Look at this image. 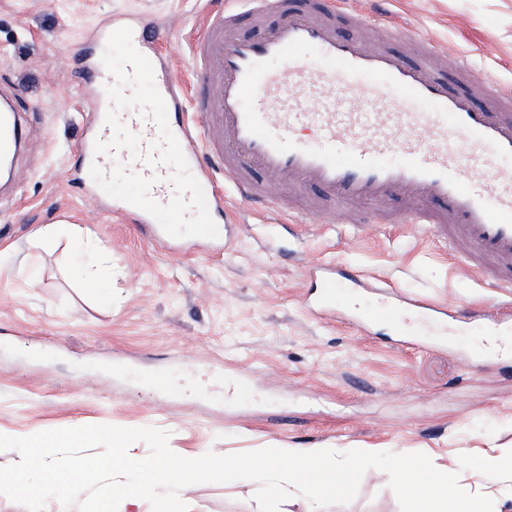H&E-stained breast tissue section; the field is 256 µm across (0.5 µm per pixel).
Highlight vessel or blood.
Segmentation results:
<instances>
[{
	"label": "vessel or blood",
	"mask_w": 512,
	"mask_h": 512,
	"mask_svg": "<svg viewBox=\"0 0 512 512\" xmlns=\"http://www.w3.org/2000/svg\"><path fill=\"white\" fill-rule=\"evenodd\" d=\"M244 2V11H220L196 41L192 97H184L159 50V29L136 15L99 25L81 60L84 79L101 91L114 84L102 52L111 33L130 28L134 48L153 65L169 128L201 186L223 174L240 198L259 208L272 204L279 188L314 187L346 207L394 202L397 210L379 214V222L427 225L478 274L512 288V89L469 69L490 100L479 107L438 72L435 44L425 43L420 63L393 50V43L412 40L404 29L389 27L388 45L375 46L365 37L372 23L361 14H353L344 33L323 19L316 0ZM243 14L262 23L260 36L237 33ZM107 111L103 105L84 115L72 189L88 210L110 208L149 226L157 242L174 244L148 213L107 200L91 178V166L108 173L119 162L154 178L155 201L168 203L176 193L170 166L133 159L124 148L95 152L96 142L114 136ZM120 119L140 136L142 150L159 140L148 112L126 109ZM25 142L21 107L0 99V160L13 161ZM294 217L300 224L358 222L326 209L298 208ZM317 273L320 290L306 303L315 313L334 311L347 289L364 285L360 275L341 277L332 267L318 266ZM447 318L446 307L389 294L358 321L400 327Z\"/></svg>",
	"instance_id": "vessel-or-blood-1"
}]
</instances>
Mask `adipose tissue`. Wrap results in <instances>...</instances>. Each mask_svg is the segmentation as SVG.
I'll return each mask as SVG.
<instances>
[{"instance_id": "obj_1", "label": "adipose tissue", "mask_w": 512, "mask_h": 512, "mask_svg": "<svg viewBox=\"0 0 512 512\" xmlns=\"http://www.w3.org/2000/svg\"><path fill=\"white\" fill-rule=\"evenodd\" d=\"M273 468V475L263 477L254 492L260 499L288 497L291 489L309 491L335 486L348 473L349 464H341L321 450L307 448L284 455L281 449H265L262 462L241 458L214 461L205 454L182 462L159 459L151 478V492H144L140 484L121 479L126 469L122 457L106 462V470L115 473L113 496L123 500L127 512H142L143 503H150L149 512H168L173 490L184 480L202 479L223 481L245 474H257L261 467ZM391 466L403 502V512H486L482 497L469 485L453 478L449 471L428 467L417 459H395Z\"/></svg>"}]
</instances>
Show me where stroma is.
I'll use <instances>...</instances> for the list:
<instances>
[{
    "label": "stroma",
    "mask_w": 512,
    "mask_h": 512,
    "mask_svg": "<svg viewBox=\"0 0 512 512\" xmlns=\"http://www.w3.org/2000/svg\"><path fill=\"white\" fill-rule=\"evenodd\" d=\"M235 0H0V83L26 110L28 148L16 186L0 195V435L88 425L155 427L185 457H259L266 448H320L353 460L323 512H400L386 460L416 457L512 512V360L478 356L481 316L512 321V288H497L432 232L414 224H307L286 208L254 211L232 188L224 207L241 226L228 249L154 242L109 213L81 211L67 172L98 97L79 63L109 16L162 26L174 73L213 11ZM385 15L512 86V0H385ZM67 220L103 255L110 295L72 277L73 247L45 248L36 231ZM447 307V342L405 343L389 324L360 330L348 314H310L316 268ZM488 452L505 470L473 474ZM168 512H303L259 502L246 482H185Z\"/></svg>",
    "instance_id": "stroma-1"
}]
</instances>
